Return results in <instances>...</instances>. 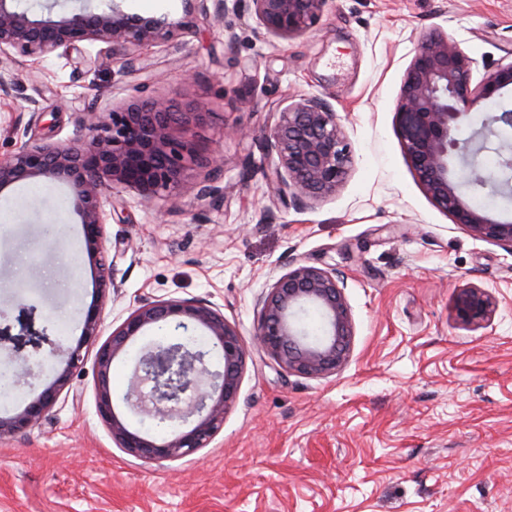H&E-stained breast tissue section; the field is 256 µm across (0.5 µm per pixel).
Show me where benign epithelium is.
Listing matches in <instances>:
<instances>
[{"mask_svg":"<svg viewBox=\"0 0 512 512\" xmlns=\"http://www.w3.org/2000/svg\"><path fill=\"white\" fill-rule=\"evenodd\" d=\"M19 0H0V94L14 86L10 65L16 56L42 60L60 47L105 43L120 51L159 43L185 26L166 15L134 14L125 0H73L75 7L56 12L50 0L38 17L18 7ZM256 22L267 34L289 39L316 25L329 0H251ZM512 89V61L483 74L473 83V58L460 43L430 35L414 50L395 106V122L410 167L432 202L474 237L512 251V218L497 219L474 205L467 191L491 196L512 195V151L497 150L494 170L480 165L492 138L512 129V106L488 113L466 138L458 133L469 122V107L481 99L500 103ZM186 113L173 99L151 97L112 109L105 119L86 125L79 143L25 146L0 161V192L21 182H53L72 194L82 224L87 258L96 268V298L83 317L74 345L59 340L53 352L66 361L53 381L19 412L0 416V440L23 435L38 424L69 386L84 362L87 347L101 332L102 309L111 283L104 249L102 196L107 190L133 188L150 202L180 185L186 171L206 168L203 198L221 194L216 181L221 165L204 157L177 135ZM268 152L276 155L269 179L278 196L299 209L322 201L344 183L352 163L349 144L332 105L318 95H305L277 111L263 131ZM344 276L329 268L299 264L279 275L260 302L257 332L261 349L282 369L310 377L333 375L348 359L355 326L344 295ZM319 312L323 334L310 336L302 323L308 310ZM495 309L481 288H464L456 300L465 323L489 319ZM172 327L199 330L206 345L187 346L181 337L165 336L132 365L130 384L114 397L112 365L128 344L148 330ZM247 356L241 335L224 313L211 304L171 297L144 300L99 347L96 354V406L112 443L127 455L147 462L174 461L208 447L224 427L234 402ZM41 356L13 357L0 363V380L11 388L31 384L39 376ZM121 401L141 420L174 428L164 438L142 432L116 412Z\"/></svg>","mask_w":512,"mask_h":512,"instance_id":"7a95c632","label":"benign epithelium"}]
</instances>
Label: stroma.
<instances>
[{
	"mask_svg": "<svg viewBox=\"0 0 512 512\" xmlns=\"http://www.w3.org/2000/svg\"><path fill=\"white\" fill-rule=\"evenodd\" d=\"M126 7L186 27L125 52L83 43L20 59L0 98V160L78 141L88 113L136 98L172 97L195 112L185 137L221 156L222 194L201 197L198 168L149 204L129 188L105 192L112 284L101 334L140 301L200 299L236 324L246 365L207 448L144 463L99 421L88 352L40 423L0 441V512H512V252L434 205L394 119L424 36L460 42L477 79L512 61V0H330L290 39L260 33L250 0L220 19L184 0ZM312 94L333 105L352 164L336 195L298 209L267 179L276 158L262 131ZM299 263L346 279L356 338L328 377L287 372L257 345L259 298ZM465 287L492 297L488 320L458 319ZM94 295L68 189L1 191L0 361L48 324L76 343Z\"/></svg>",
	"mask_w": 512,
	"mask_h": 512,
	"instance_id": "35a3bbf8",
	"label": "stroma"
}]
</instances>
